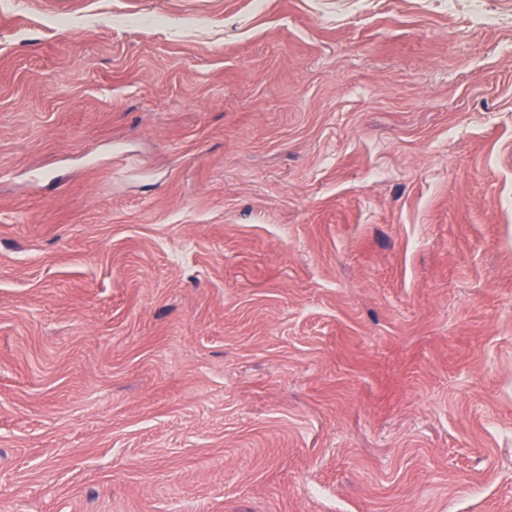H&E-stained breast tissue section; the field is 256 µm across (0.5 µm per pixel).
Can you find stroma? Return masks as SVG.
Instances as JSON below:
<instances>
[{"mask_svg":"<svg viewBox=\"0 0 512 512\" xmlns=\"http://www.w3.org/2000/svg\"><path fill=\"white\" fill-rule=\"evenodd\" d=\"M0 512H512V0H0Z\"/></svg>","mask_w":512,"mask_h":512,"instance_id":"1","label":"stroma"}]
</instances>
